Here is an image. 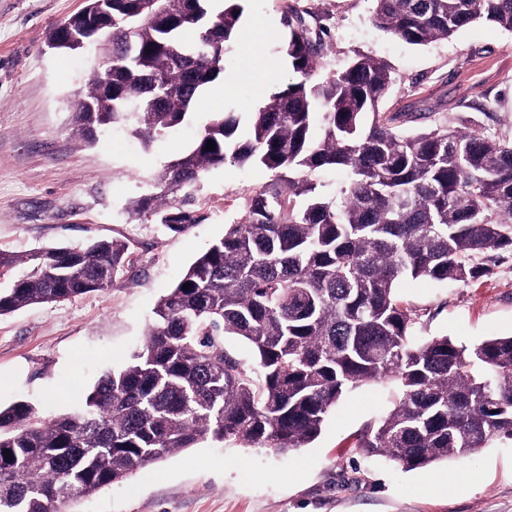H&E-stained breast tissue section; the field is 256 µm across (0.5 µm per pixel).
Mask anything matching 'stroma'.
<instances>
[{
    "instance_id": "1",
    "label": "stroma",
    "mask_w": 512,
    "mask_h": 512,
    "mask_svg": "<svg viewBox=\"0 0 512 512\" xmlns=\"http://www.w3.org/2000/svg\"><path fill=\"white\" fill-rule=\"evenodd\" d=\"M288 3L330 32L321 74L374 55L395 76L385 111L411 107L429 113L433 125L512 140V32L476 23L413 46L372 25L373 0H242L243 23L260 21L265 35L239 32L229 94L201 98L189 126L151 146L121 128L97 130L87 143L74 134L72 102L103 51L48 46L50 33L86 0H0V250L23 255L98 239L128 245L125 268L105 291L0 316V406L26 401L49 417L80 409L99 377L124 368L141 347L157 301L223 237L225 225L243 220L247 197L271 178L265 169L228 163L205 173L192 192L200 222L184 234L139 219L130 206L154 194V175L193 145L214 114L253 106L255 78L278 54ZM268 75L273 88L290 78L282 63ZM482 262L489 274L466 284L400 285L399 298L417 316L414 336L468 346L512 335V250ZM394 398L391 385L360 386L340 399L307 447L280 454L204 442L63 512H512V439L412 471L364 455L357 437ZM448 473L456 479L452 492L436 485Z\"/></svg>"
}]
</instances>
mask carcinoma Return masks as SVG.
<instances>
[{"mask_svg": "<svg viewBox=\"0 0 512 512\" xmlns=\"http://www.w3.org/2000/svg\"><path fill=\"white\" fill-rule=\"evenodd\" d=\"M373 2L372 24L410 45L478 22L512 31V0ZM111 3L98 28L112 48L72 104L75 131L87 141L124 126L148 147L187 123L224 75L243 7ZM281 24L292 78L246 112L216 114L132 211L181 234L199 222L191 190L211 168L255 165L273 182L158 300L140 350L83 408L54 418L25 401L0 408V512H61L204 441L304 448L347 391L371 382L393 385L398 399L362 433L367 455L414 470L512 439V336L419 341L397 294L409 279L474 281L488 272L476 256L512 248V140L404 129L423 116L381 111L387 63L359 55L321 76L325 29L290 7ZM327 170L344 174L338 201L314 180ZM126 252L116 240L0 250V270L24 267L0 288V315L103 291ZM226 335L250 346L254 365L224 347Z\"/></svg>", "mask_w": 512, "mask_h": 512, "instance_id": "1", "label": "carcinoma"}]
</instances>
